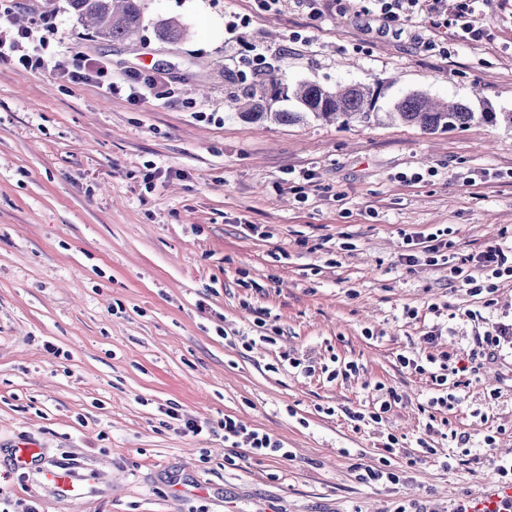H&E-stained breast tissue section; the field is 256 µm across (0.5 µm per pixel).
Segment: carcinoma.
I'll list each match as a JSON object with an SVG mask.
<instances>
[{
    "mask_svg": "<svg viewBox=\"0 0 512 512\" xmlns=\"http://www.w3.org/2000/svg\"><path fill=\"white\" fill-rule=\"evenodd\" d=\"M71 8L95 37L114 42L132 39L141 23L139 0H69ZM158 38L177 43L188 36L187 30L174 19L157 25ZM382 88L351 84L334 91L318 84L303 82L291 86L270 70L259 81L234 83L227 98L228 105L249 122L274 119L284 124L304 120L308 115L317 119H341L345 123L367 122L376 115ZM293 100L299 105L296 112L277 109L280 102ZM385 115L417 126L427 132L463 130L475 123L512 128V112L474 111L461 102L437 103L423 93H411L393 100Z\"/></svg>",
    "mask_w": 512,
    "mask_h": 512,
    "instance_id": "obj_1",
    "label": "carcinoma"
}]
</instances>
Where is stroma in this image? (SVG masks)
I'll use <instances>...</instances> for the list:
<instances>
[{"instance_id":"35a3bbf8","label":"stroma","mask_w":512,"mask_h":512,"mask_svg":"<svg viewBox=\"0 0 512 512\" xmlns=\"http://www.w3.org/2000/svg\"><path fill=\"white\" fill-rule=\"evenodd\" d=\"M22 2L48 65H0V512H456L500 483L485 457H512V348L477 360L450 411L435 403L448 387L399 358L512 322V278L475 296L433 254H400L440 230L461 254L512 249V129L252 123L225 98L271 66L292 85L380 86L383 108L419 92L512 112V0H477L490 38L439 50L425 24L382 32L357 0L316 16L308 0H141L125 42L94 37L68 0ZM169 18L185 41L157 38ZM86 57L177 97L58 78ZM378 384L398 395L382 421L348 419ZM228 416L291 458L225 442ZM190 418L208 429L184 432ZM24 442L43 464L85 460L93 493L28 487ZM386 461L399 484L359 481Z\"/></svg>"}]
</instances>
